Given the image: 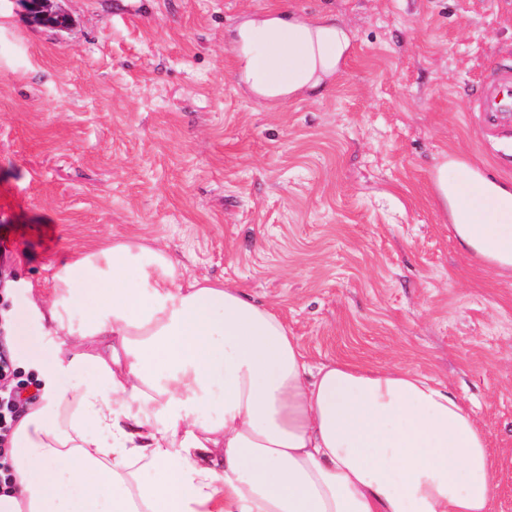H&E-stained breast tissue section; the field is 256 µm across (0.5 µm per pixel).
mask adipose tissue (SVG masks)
<instances>
[{"label":"adipose tissue","mask_w":512,"mask_h":512,"mask_svg":"<svg viewBox=\"0 0 512 512\" xmlns=\"http://www.w3.org/2000/svg\"><path fill=\"white\" fill-rule=\"evenodd\" d=\"M236 74L258 97L340 75L329 17L249 19ZM434 198L460 247L512 275V180L443 155ZM5 313L36 325L41 384L7 450L0 512H493L489 434L406 367L312 364L269 304L143 237L77 252Z\"/></svg>","instance_id":"adipose-tissue-1"}]
</instances>
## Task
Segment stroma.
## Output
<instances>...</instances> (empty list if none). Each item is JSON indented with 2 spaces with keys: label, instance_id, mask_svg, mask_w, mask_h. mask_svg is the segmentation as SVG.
I'll use <instances>...</instances> for the list:
<instances>
[{
  "label": "stroma",
  "instance_id": "stroma-1",
  "mask_svg": "<svg viewBox=\"0 0 512 512\" xmlns=\"http://www.w3.org/2000/svg\"><path fill=\"white\" fill-rule=\"evenodd\" d=\"M0 0V285L114 238L269 302L311 362L436 375L495 451L512 512V280L458 248L430 171L455 152L512 179L470 98L512 61V0ZM327 15L354 52L316 99L235 78L245 18ZM52 1L53 0H20L26 13L33 21L53 28H65L67 25L64 27H61L60 25H51L48 21L49 19L54 18L62 20L64 17H67L63 13L51 10L50 2Z\"/></svg>",
  "mask_w": 512,
  "mask_h": 512
}]
</instances>
